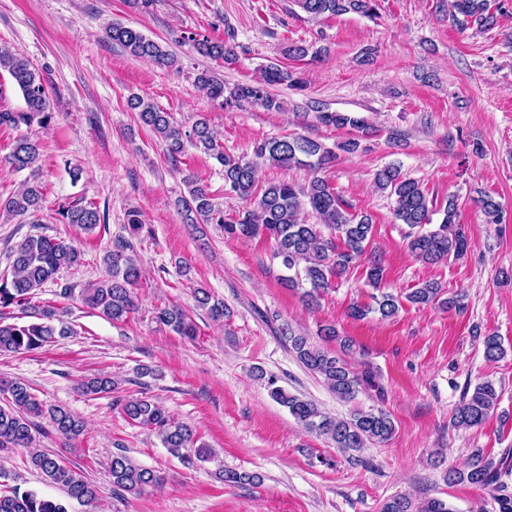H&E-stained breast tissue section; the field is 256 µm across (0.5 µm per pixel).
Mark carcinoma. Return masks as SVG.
<instances>
[{
	"label": "carcinoma",
	"instance_id": "carcinoma-1",
	"mask_svg": "<svg viewBox=\"0 0 512 512\" xmlns=\"http://www.w3.org/2000/svg\"><path fill=\"white\" fill-rule=\"evenodd\" d=\"M294 2L312 18L348 13L370 19L378 16L379 0ZM503 9L505 4L499 0H450L448 4L455 24L465 27L475 22L485 30L496 25V13ZM107 37L132 56L147 59L160 67L170 68L177 61L161 43L121 23L112 24ZM190 41L194 42L198 53L214 60H227L234 55L233 46L223 40L192 37ZM0 69L9 72L24 100L23 109L0 112V127L47 126L53 118L52 104L40 73L28 60L2 45ZM197 83L209 98H221L227 105L246 101L268 112H280L284 109V102L272 92L273 87L286 83L299 88L302 81L295 72L274 65L264 70L261 79L236 85L227 97L224 96V82L209 71L201 72ZM128 105L138 112L144 126L165 140L170 157L182 153L185 142H190L224 168V184L231 192L243 200L253 199L256 202L254 208L228 217L212 202L206 189L194 177L187 175L183 181L187 184L188 196L181 200L186 223L215 224L230 238L264 236L271 240L276 257L289 272L286 284L290 288L303 289L302 299L307 303H316L334 280L343 277L362 258L373 224L368 216L351 213L344 200L318 176L320 170L336 159V153L322 142L306 136L270 137L254 144L253 157L236 158L224 154L223 144L215 139L207 118L203 116L195 121L191 131L184 132L172 123L170 113L151 101L133 95ZM318 120L335 128L350 127L362 132L367 129L364 118L342 112H320ZM8 160L13 170H29L31 175H36L40 168L39 141L28 135L19 137L14 141ZM260 160L280 168L305 167L316 176L306 186L286 180L270 181L260 186L257 177ZM375 182L380 190H388L395 197L394 219L396 223L408 226V249L417 260L435 265L450 256L459 259L465 255L469 241L457 221L454 198H448L438 228L427 230L425 226L432 223L434 210L427 191L419 181L403 176L399 166L389 164L376 172ZM477 195L486 223H501V204L485 191L480 190ZM43 200L41 186L28 181L16 194L0 200V213L8 217H34L41 211ZM307 206L318 215L320 223L308 224L300 218ZM57 214L61 223L72 224L85 234L101 224L100 211L91 203L63 206ZM126 249L127 244L119 241L106 251L103 257L106 275L81 292L87 306L113 322H122L137 310L133 286L140 279L141 270L136 260L126 254ZM12 257L10 274L0 280V308L4 309L31 307V295L35 290L49 282H57L61 270L82 263V252L73 242L44 235L23 239L13 250ZM366 277L369 285L380 294L372 296V305L352 304L349 316L354 320H361L372 312L380 314L383 319L395 316L399 311L400 297L381 291L382 266L372 262ZM195 298L198 306L207 310L212 320L224 319V303L212 301L206 289H196ZM405 299L412 304L438 303L450 309L460 305L456 295L443 297L441 286L434 281L418 285L405 294ZM31 316L37 321L24 325L0 324V354L33 352L51 342L54 336L67 333L65 328L58 329L53 324L60 315L50 305L34 310ZM154 319L181 336L193 337L197 333L189 313L176 306L156 309ZM281 339L306 369L324 379L339 399L352 401L361 390L372 386L371 371L355 372L343 358L315 346L308 337L294 333L289 327L281 328ZM483 346L485 357L490 361L505 355L499 337L494 334L484 337ZM267 384L270 397L287 408L303 428L329 438L345 452H359L369 444L385 443L395 433L392 419L381 409L357 408L347 418H336L324 413L313 401L287 392L271 377ZM112 387L110 378L92 377L82 382L81 392L86 396H96L112 392ZM0 395L3 396V404L0 405V452L26 449L31 467L62 489L69 498L80 502L95 500L97 486L89 482L79 469L59 454L34 446L36 435L41 433L37 419L45 414L49 415L56 435L67 441L84 435V422L62 406L44 410L31 387L21 381L0 379ZM118 404L128 420L157 433L169 452L184 463L192 465L196 460L206 461L211 457L210 450L197 445L195 429L173 419L160 404L146 397L134 396L120 399ZM498 404L496 387L490 381H483L475 385L473 391L464 393L453 414V424L458 428H478L494 413ZM109 473L112 491L118 495H140L160 480L154 470L136 464L122 453L112 455ZM217 478L233 486L255 485L261 481L255 472L224 468L219 470ZM2 479L5 483H0V512H68L66 504L60 500L44 498L33 490L9 485L6 483L9 474L5 471H0ZM444 481L488 489L498 505V512H512V493L499 482V472L494 469L493 462L485 459L480 449L472 452L465 468L446 470ZM380 512H452V508L437 498L415 504L408 497L397 495L384 502Z\"/></svg>",
	"mask_w": 512,
	"mask_h": 512
}]
</instances>
